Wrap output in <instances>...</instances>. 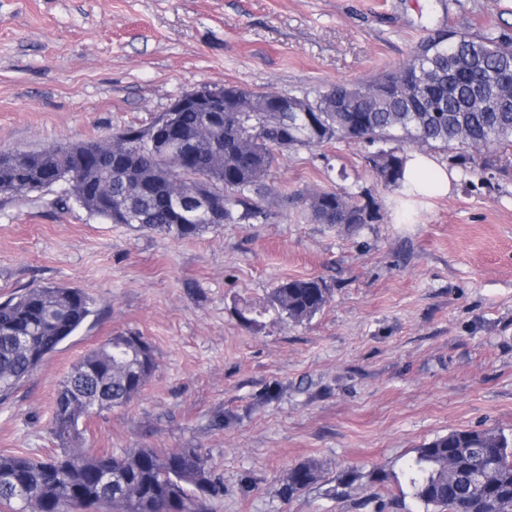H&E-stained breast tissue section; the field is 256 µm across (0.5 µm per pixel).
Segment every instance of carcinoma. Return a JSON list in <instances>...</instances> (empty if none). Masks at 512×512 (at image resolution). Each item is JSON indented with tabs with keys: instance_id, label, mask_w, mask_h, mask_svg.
I'll use <instances>...</instances> for the list:
<instances>
[{
	"instance_id": "1",
	"label": "carcinoma",
	"mask_w": 512,
	"mask_h": 512,
	"mask_svg": "<svg viewBox=\"0 0 512 512\" xmlns=\"http://www.w3.org/2000/svg\"><path fill=\"white\" fill-rule=\"evenodd\" d=\"M443 29L418 42L395 71L361 83L336 82L310 96L285 97L224 87V112L187 107L165 120L112 133V144L86 140L38 151L0 152V193L24 196L63 186L60 202L138 232L191 239L225 224L267 221L278 190L266 179L287 150L334 141L375 143L373 163L385 186L403 190L408 151L458 149L463 173L470 149L512 147V38L491 30ZM500 92L493 110L476 105L489 87ZM208 183L200 186L196 175ZM207 193L224 220L201 221L174 211V191ZM318 224L359 227L382 219L373 201L346 190L303 196ZM316 278L286 279L257 311L237 310L246 324L272 310L300 324L328 302ZM84 289L35 286L0 303V398H8L94 313ZM156 367L149 344L120 333L87 352L58 385L51 433L60 448L45 458L0 456V504L13 512H214L224 481L200 448L164 452L130 448L119 454L82 447L79 421L121 408ZM403 483L421 512H512V435L495 429L450 431L411 451ZM320 468L300 463L279 489L291 500L316 484Z\"/></svg>"
}]
</instances>
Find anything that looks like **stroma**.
<instances>
[{
	"instance_id": "stroma-1",
	"label": "stroma",
	"mask_w": 512,
	"mask_h": 512,
	"mask_svg": "<svg viewBox=\"0 0 512 512\" xmlns=\"http://www.w3.org/2000/svg\"><path fill=\"white\" fill-rule=\"evenodd\" d=\"M445 25L512 37V0H0V150L108 139L205 85L301 96L404 62ZM372 146L280 153L269 221L190 240L107 224L61 187L0 194V301L85 289L88 322L0 400V455L35 458L59 383L90 349L140 334L156 368L120 409L82 422L99 451L200 448L224 478L216 512H416L394 481L411 448L452 430L512 432V148L477 157L445 196L400 198ZM371 194L383 219L311 220L309 189ZM320 278L312 320L236 308L283 280ZM320 480L292 501L288 469ZM320 478V468L315 462L300 463L288 471L279 489L280 496L290 501L300 495Z\"/></svg>"
}]
</instances>
